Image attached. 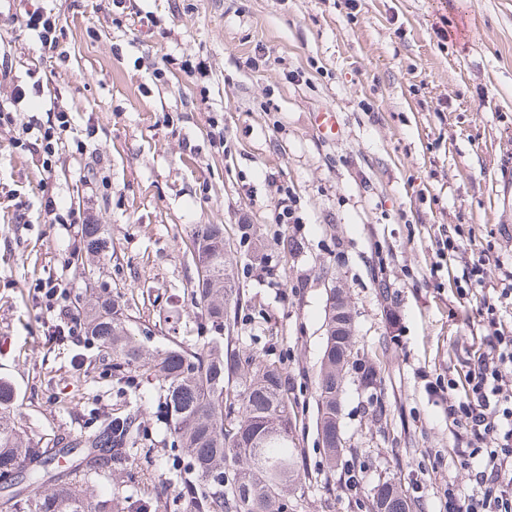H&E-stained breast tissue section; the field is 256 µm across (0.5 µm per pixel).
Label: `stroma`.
Masks as SVG:
<instances>
[{
  "mask_svg": "<svg viewBox=\"0 0 512 512\" xmlns=\"http://www.w3.org/2000/svg\"><path fill=\"white\" fill-rule=\"evenodd\" d=\"M32 3L60 14L67 59L36 60L32 40L0 17L15 82L28 83L35 64L46 83L17 122H47L59 105L73 123L48 175L0 132V378L16 389L29 437L63 447L125 409L141 382L95 343H48L37 280L64 276L76 304L91 287L120 295L151 349L197 320L191 229L220 224L239 256L236 334L280 362L298 402L305 512H370L389 478L414 512H443L447 483L474 492L428 385L461 368L479 317L457 298L460 266L435 276L431 264L438 226L462 224L472 236L459 255L483 256L488 284L512 270V0H126L120 16L107 0ZM145 13L154 26L139 24ZM185 51L208 57L209 80L166 68ZM325 107L340 123L332 141L312 120ZM218 126L223 147L212 142ZM93 172L109 186L91 195ZM45 179L88 206L111 249L73 260L81 229L46 223ZM284 186L301 223L274 221ZM18 213L27 224L14 223ZM285 237L300 249H280ZM331 278L377 382L348 378L346 449L329 479L315 380ZM158 410L156 395L142 401L138 451L125 471L89 475L96 495L149 490L183 512L168 476L186 455Z\"/></svg>",
  "mask_w": 512,
  "mask_h": 512,
  "instance_id": "stroma-1",
  "label": "stroma"
}]
</instances>
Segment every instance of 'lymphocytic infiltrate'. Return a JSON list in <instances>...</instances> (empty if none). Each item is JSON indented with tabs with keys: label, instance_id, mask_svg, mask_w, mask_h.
I'll return each instance as SVG.
<instances>
[{
	"label": "lymphocytic infiltrate",
	"instance_id": "lymphocytic-infiltrate-1",
	"mask_svg": "<svg viewBox=\"0 0 512 512\" xmlns=\"http://www.w3.org/2000/svg\"><path fill=\"white\" fill-rule=\"evenodd\" d=\"M9 17L34 37L41 55H54L65 32L54 12L33 9L29 0H12ZM67 109L55 107L53 121L31 122L14 146L36 155L44 172H51L54 159L63 146L62 134L71 127ZM457 295L475 304L480 314V346L469 354L466 371L459 380H449L450 399L444 413L449 428H464L466 441L456 457L475 460L478 487L468 494L456 487L448 489V512H512V321L505 320L501 307L512 300V272L499 286L486 283L485 261L466 262L457 277ZM38 291L54 323L48 335L67 336L76 344L86 342L85 325L68 298V285L59 277L40 282Z\"/></svg>",
	"mask_w": 512,
	"mask_h": 512
}]
</instances>
